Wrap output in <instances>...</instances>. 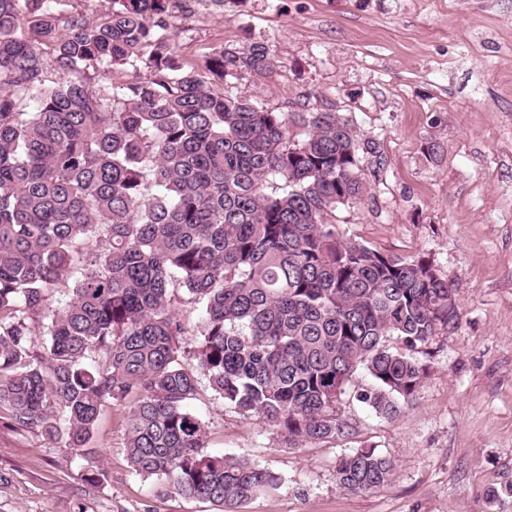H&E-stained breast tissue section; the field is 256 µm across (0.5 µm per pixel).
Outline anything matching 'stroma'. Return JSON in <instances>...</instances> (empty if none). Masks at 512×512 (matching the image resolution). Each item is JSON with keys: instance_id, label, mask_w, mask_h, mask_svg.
I'll list each match as a JSON object with an SVG mask.
<instances>
[{"instance_id": "35a3bbf8", "label": "stroma", "mask_w": 512, "mask_h": 512, "mask_svg": "<svg viewBox=\"0 0 512 512\" xmlns=\"http://www.w3.org/2000/svg\"><path fill=\"white\" fill-rule=\"evenodd\" d=\"M170 24L198 64L225 45L268 46L273 73L226 78L225 94L276 108L312 92L380 142L385 172L332 222L432 264L461 313L425 346L430 373L398 418L361 403L371 380L355 375L336 440L291 447L200 379L191 408L209 452L281 479L241 512H512V0H171ZM128 419L105 405L83 456L0 426V512H215L135 473ZM361 446L392 460L387 486L337 485L338 459Z\"/></svg>"}]
</instances>
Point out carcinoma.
I'll use <instances>...</instances> for the list:
<instances>
[{
    "label": "carcinoma",
    "mask_w": 512,
    "mask_h": 512,
    "mask_svg": "<svg viewBox=\"0 0 512 512\" xmlns=\"http://www.w3.org/2000/svg\"><path fill=\"white\" fill-rule=\"evenodd\" d=\"M168 16L169 0L95 17L0 0V425L80 452L103 404L127 402L136 473L239 512L280 478L205 450L198 374L293 446L334 440L355 374L373 381L362 402L400 415L429 374L416 354L460 312L432 265L330 220L386 170L380 145L311 95L279 112L225 95L228 76L273 72L269 49L216 48L199 70ZM184 304L203 312L193 332ZM393 472L356 448L336 482L370 491Z\"/></svg>",
    "instance_id": "obj_1"
}]
</instances>
